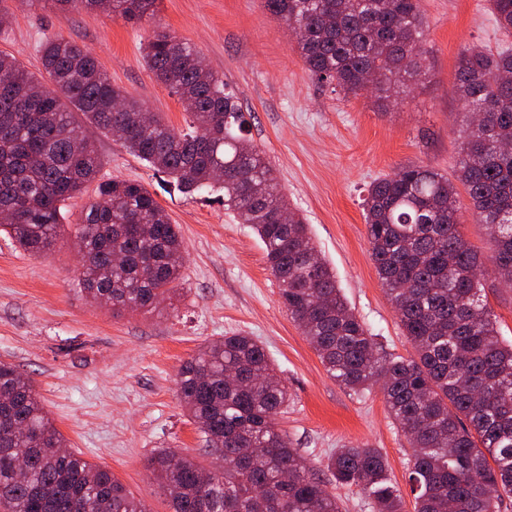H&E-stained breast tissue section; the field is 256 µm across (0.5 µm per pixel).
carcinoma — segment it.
Returning <instances> with one entry per match:
<instances>
[{
	"label": "carcinoma",
	"mask_w": 512,
	"mask_h": 512,
	"mask_svg": "<svg viewBox=\"0 0 512 512\" xmlns=\"http://www.w3.org/2000/svg\"><path fill=\"white\" fill-rule=\"evenodd\" d=\"M157 0H54L66 16L82 6L127 21L155 13ZM497 28L512 36V0H488ZM298 30L295 50L317 80L357 95L369 78L389 102L423 73L421 0H266ZM156 79L189 102L195 131L178 133L112 84L97 60L56 35L42 44L47 79L0 55V226L25 251H51L65 202L95 180L99 156L81 113L107 132L120 124L125 148L182 193H222L252 226L280 283L282 304L326 372L357 392L382 380L389 413L412 448L415 512H497L512 494V345L503 343L481 299L491 266L512 288V48L464 49L456 94L463 105L454 179L409 164L372 182L362 201L371 257L415 356L387 358L337 288L278 178L245 136L247 120L223 76L200 66L195 46L165 31L146 47ZM475 221L490 229L485 259L458 230L456 184ZM81 283L91 300L151 311L179 279L177 225L132 180L97 184L77 233ZM274 365L250 336H226L181 370L179 397L205 447L224 454L214 475L188 456L161 449L148 465L173 512H341L313 467L277 428L288 401ZM65 438L33 385L0 362V512H148L112 472L64 452ZM336 486L359 488L374 512H401L375 448H340L327 463Z\"/></svg>",
	"instance_id": "obj_1"
}]
</instances>
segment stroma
Instances as JSON below:
<instances>
[{
	"instance_id": "35a3bbf8",
	"label": "stroma",
	"mask_w": 512,
	"mask_h": 512,
	"mask_svg": "<svg viewBox=\"0 0 512 512\" xmlns=\"http://www.w3.org/2000/svg\"><path fill=\"white\" fill-rule=\"evenodd\" d=\"M0 53L40 73L39 46L61 34L92 53L113 85L175 130L189 115L157 81L144 48L163 29L193 44L208 68L223 74L249 122V136L274 167L290 208L302 215L336 274L351 309L382 355L413 357L370 256L362 199L373 181L411 162L453 173L458 161L455 73L461 51L497 48L487 0H422L428 24L425 73L380 107L370 92L344 96L310 75L288 28L264 0H157L153 18L127 21L81 9L59 15L50 0H8ZM101 179L143 184L177 224L182 267L171 303L113 313L92 303L78 281L74 234L95 184L67 201L54 250L33 256L0 234V362L33 384L68 448L110 468L149 512H172L144 464L161 448L207 465L196 425L177 392L181 368L227 336L261 342L288 390L277 423L340 498L342 512H373L366 493L336 487L325 465L338 449L376 448L414 512L408 482L412 450L379 387L356 393L329 376L283 307L264 245L212 195L188 196L129 153L120 139L87 127ZM483 299L502 341L512 342V288L485 274Z\"/></svg>"
}]
</instances>
